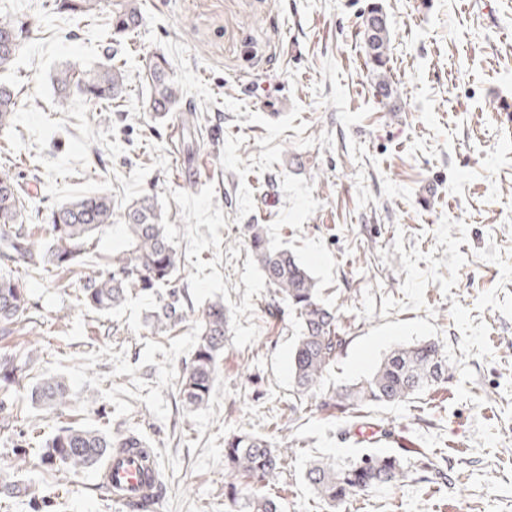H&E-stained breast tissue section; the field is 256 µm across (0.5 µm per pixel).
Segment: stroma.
I'll return each mask as SVG.
<instances>
[{"instance_id":"obj_1","label":"stroma","mask_w":512,"mask_h":512,"mask_svg":"<svg viewBox=\"0 0 512 512\" xmlns=\"http://www.w3.org/2000/svg\"><path fill=\"white\" fill-rule=\"evenodd\" d=\"M144 22L122 60L128 95L109 117L72 100L55 107L63 65L85 69L110 47L103 18L80 21L50 0H0L39 29L0 81L21 105L0 129V162L49 214L91 190L114 215L157 201L182 255L178 284L195 310L222 302L229 320L207 406L178 394L195 324L151 333L156 300L134 296L101 316L76 305L80 282L26 275L29 320L0 336V357L28 358L20 414L0 421V484L23 490L0 512H118L92 472L41 463L60 426L136 431L157 453L155 512H224V438L246 431L287 442L276 482L285 512H326L305 481L309 460L403 459L407 477L350 501L347 512H512V0H140ZM390 25L375 88L363 41L371 6ZM169 59L196 130L170 141L180 115L145 106L153 53ZM271 244L309 269L345 339L323 386L369 376L397 346L437 342L448 380L435 391L352 418L320 397L296 402L295 316L278 305L247 246ZM46 374L70 387L46 414L29 390ZM39 420L34 433L26 423ZM374 426L376 440L355 430Z\"/></svg>"}]
</instances>
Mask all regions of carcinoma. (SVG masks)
<instances>
[{
  "label": "carcinoma",
  "instance_id": "1",
  "mask_svg": "<svg viewBox=\"0 0 512 512\" xmlns=\"http://www.w3.org/2000/svg\"><path fill=\"white\" fill-rule=\"evenodd\" d=\"M101 0H53L52 7L73 18L96 17ZM367 17L363 38L376 73L379 92L388 97L391 87L386 76L387 25L371 23ZM143 22L138 0H118L107 18L119 53L122 39ZM32 30L27 22L0 8V72L9 70ZM125 71L107 60L93 68L62 67L54 76L56 106L63 110L69 100L82 98L101 109L112 111V102L125 91ZM149 111L158 115L177 111L181 93L173 80L171 64L163 54L152 56L148 64ZM17 111L13 86L0 82V127L9 124ZM27 193L11 169L0 166V256L14 268L0 274V335H11L28 320V289L20 269H66L81 275L83 287L77 305L97 314H108L128 297L141 292L165 289L152 315V333L170 332L194 315L193 304L176 285L180 264L171 232L158 208L157 193L142 195L123 211V231L127 246L112 253L105 268H87L86 255L94 235L112 223V197L103 191L81 195L59 205L41 218L49 239L36 237L26 215ZM249 247L268 285L279 300L296 315L297 336L291 355L294 394L302 399L320 389L324 375L341 351L344 339L336 327V312L320 297L310 271L291 252L270 245L260 228H254ZM196 340L190 363L179 380V396L186 407L206 404L217 379L218 360L224 353L227 316L224 304L211 303L195 319ZM17 357L0 359V412L12 407ZM448 375V358L435 342L398 347L387 353L368 378L350 386H340L324 397L322 406L356 415L369 406L388 405L418 396L441 385ZM69 397V385L62 375H47L31 388L33 404L48 413L62 410ZM136 434L119 437L102 428L62 426L44 443L41 461L64 474L91 470L114 448H125ZM288 449L256 435L238 433L224 439V507L228 512H283L280 497L270 494L250 496L241 479L267 487L284 468ZM407 477L402 460L393 455H367L349 467L334 461L313 460L305 472L306 481L321 500L336 512L347 500L378 485Z\"/></svg>",
  "mask_w": 512,
  "mask_h": 512
}]
</instances>
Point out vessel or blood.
Listing matches in <instances>:
<instances>
[{
  "label": "vessel or blood",
  "instance_id": "obj_1",
  "mask_svg": "<svg viewBox=\"0 0 512 512\" xmlns=\"http://www.w3.org/2000/svg\"><path fill=\"white\" fill-rule=\"evenodd\" d=\"M157 458L152 449L128 448L112 453L98 477L112 490V502L120 512L133 503L158 502L160 494L155 482Z\"/></svg>",
  "mask_w": 512,
  "mask_h": 512
}]
</instances>
